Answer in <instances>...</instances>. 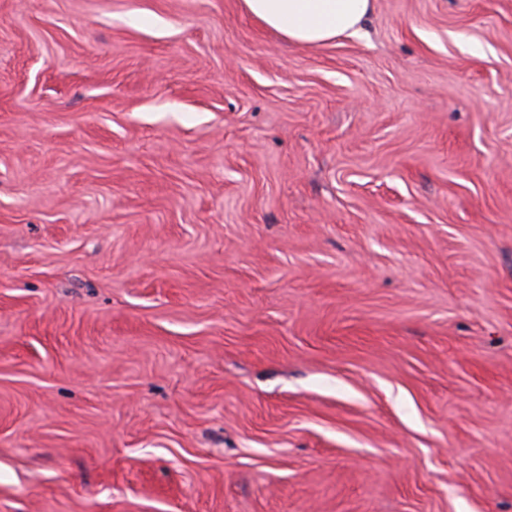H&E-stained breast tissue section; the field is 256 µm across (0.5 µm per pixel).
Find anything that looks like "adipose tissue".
Listing matches in <instances>:
<instances>
[{"label": "adipose tissue", "mask_w": 512, "mask_h": 512, "mask_svg": "<svg viewBox=\"0 0 512 512\" xmlns=\"http://www.w3.org/2000/svg\"><path fill=\"white\" fill-rule=\"evenodd\" d=\"M244 10L285 40L320 46L355 34L372 0H242Z\"/></svg>", "instance_id": "ef3b65f1"}]
</instances>
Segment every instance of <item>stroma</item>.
I'll return each instance as SVG.
<instances>
[{
	"mask_svg": "<svg viewBox=\"0 0 512 512\" xmlns=\"http://www.w3.org/2000/svg\"><path fill=\"white\" fill-rule=\"evenodd\" d=\"M0 512H512V0H0ZM244 10L288 42L320 46L355 34L373 0H241Z\"/></svg>",
	"mask_w": 512,
	"mask_h": 512,
	"instance_id": "1",
	"label": "stroma"
}]
</instances>
